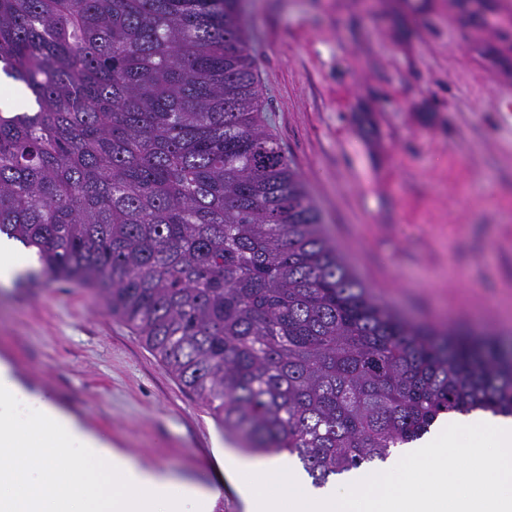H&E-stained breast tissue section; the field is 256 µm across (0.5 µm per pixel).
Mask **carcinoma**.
I'll return each mask as SVG.
<instances>
[{
    "label": "carcinoma",
    "instance_id": "obj_1",
    "mask_svg": "<svg viewBox=\"0 0 512 512\" xmlns=\"http://www.w3.org/2000/svg\"><path fill=\"white\" fill-rule=\"evenodd\" d=\"M242 0H0V234L93 288L248 453L321 486L443 413L512 415V342L379 302L268 130Z\"/></svg>",
    "mask_w": 512,
    "mask_h": 512
}]
</instances>
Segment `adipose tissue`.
Instances as JSON below:
<instances>
[{
	"instance_id": "1",
	"label": "adipose tissue",
	"mask_w": 512,
	"mask_h": 512,
	"mask_svg": "<svg viewBox=\"0 0 512 512\" xmlns=\"http://www.w3.org/2000/svg\"><path fill=\"white\" fill-rule=\"evenodd\" d=\"M465 433L481 428L491 450L448 445V430L367 475L313 486L288 456L250 457L215 446L224 476L245 512H512V418L452 420ZM87 464L78 481L66 480L72 455ZM430 463L427 482L394 481L408 466ZM222 494L167 471L136 462L111 440L86 428L42 390L27 388L0 359V512H197Z\"/></svg>"
}]
</instances>
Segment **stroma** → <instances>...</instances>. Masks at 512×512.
<instances>
[{
  "label": "stroma",
  "instance_id": "1",
  "mask_svg": "<svg viewBox=\"0 0 512 512\" xmlns=\"http://www.w3.org/2000/svg\"><path fill=\"white\" fill-rule=\"evenodd\" d=\"M266 123L337 248L410 320L512 333V0H245ZM0 358L199 486L223 426L93 290L0 287Z\"/></svg>",
  "mask_w": 512,
  "mask_h": 512
}]
</instances>
